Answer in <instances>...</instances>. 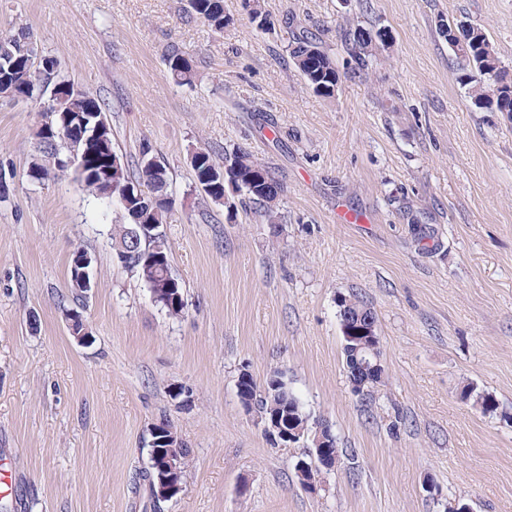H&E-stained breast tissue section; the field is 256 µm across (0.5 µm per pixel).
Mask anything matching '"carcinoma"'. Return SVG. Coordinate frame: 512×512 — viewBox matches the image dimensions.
<instances>
[{"mask_svg":"<svg viewBox=\"0 0 512 512\" xmlns=\"http://www.w3.org/2000/svg\"><path fill=\"white\" fill-rule=\"evenodd\" d=\"M188 5L191 14L211 28L221 30L231 23L224 13V0H188ZM442 33L461 62L463 82L469 86L473 104L491 112H504L512 118V78L484 29L471 24L455 27L448 24ZM386 40L384 30H356L349 53L350 72L366 73L372 56L370 47ZM289 56L308 86L325 97L334 94L339 71L332 56L318 45L314 32L303 30L289 48ZM37 58L38 48L30 31L0 35V97L41 101L52 90L57 94L44 107V112L54 113L52 124L42 125L36 132L39 155L29 166L30 181L44 180L52 166L59 172H66L60 154L69 150L71 140L75 139L68 117L74 112L87 116L88 129L84 133H92L85 145L90 174H76L74 178L84 190L119 205L125 223L114 225L112 248L133 243L123 268L147 285L155 296V303L169 315H180L185 307L182 285H177L174 297L167 291L171 264L165 225L172 205L167 168L152 155L147 144L140 149L134 168L126 167L113 148L111 126L99 121L106 112L105 100L89 91L66 89L67 81L55 79L57 69H39L35 66ZM166 67L169 77L178 85L190 84L197 78L193 60L177 49L168 52ZM190 166L203 192L212 201H224L225 187L230 185L248 202L262 206L267 223H275L281 185L269 170L254 163L247 151L226 153L221 164L211 151L197 148L190 153ZM138 190L141 191L139 197L136 196ZM338 307L340 319L353 326L363 325L368 319L376 320L371 308L356 298L342 297ZM272 381L271 376L262 383L252 377L246 381L238 379L241 403L261 417L278 415L296 427L309 424L298 397L286 386L272 387ZM461 396L485 414H494L498 409L493 395L477 390L470 383L463 385Z\"/></svg>","mask_w":512,"mask_h":512,"instance_id":"1","label":"carcinoma"}]
</instances>
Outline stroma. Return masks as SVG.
Segmentation results:
<instances>
[{"mask_svg":"<svg viewBox=\"0 0 512 512\" xmlns=\"http://www.w3.org/2000/svg\"><path fill=\"white\" fill-rule=\"evenodd\" d=\"M188 0H0V33L29 28L75 87L101 95L117 154L143 144L169 172L166 233L185 310L174 317L116 261L117 206L70 177L31 183L42 115L0 97V512H512V119L478 109L440 27L481 26L512 71V0H244L232 24ZM382 28L347 75L355 28ZM320 33L341 80L315 93L289 58ZM198 79L174 84L169 45ZM247 148L282 186L276 224L188 162ZM94 286L69 288L75 247ZM375 312L385 375L358 397L337 300ZM82 313L94 342L72 336ZM282 373L348 458L316 492L297 449L274 447L236 389ZM493 394L482 413L464 384ZM189 450L183 489L154 509L140 474L152 426ZM433 480L439 493L429 495ZM188 5L192 15L215 30L231 23L224 13V0H188Z\"/></svg>","mask_w":512,"mask_h":512,"instance_id":"stroma-1","label":"stroma"}]
</instances>
